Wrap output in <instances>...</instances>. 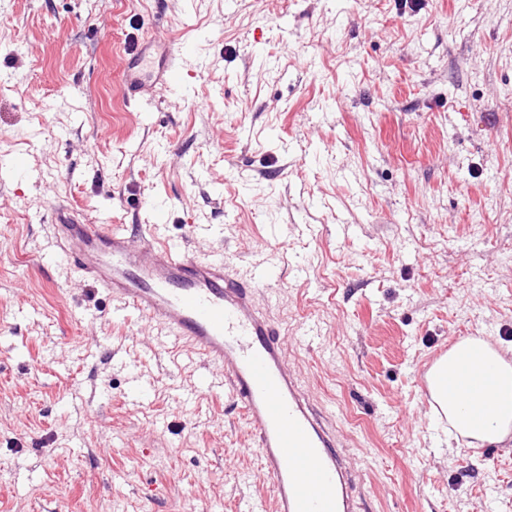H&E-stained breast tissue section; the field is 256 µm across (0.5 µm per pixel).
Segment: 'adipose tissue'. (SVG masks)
I'll list each match as a JSON object with an SVG mask.
<instances>
[{"label": "adipose tissue", "mask_w": 512, "mask_h": 512, "mask_svg": "<svg viewBox=\"0 0 512 512\" xmlns=\"http://www.w3.org/2000/svg\"><path fill=\"white\" fill-rule=\"evenodd\" d=\"M459 374L484 380V388L461 387L457 398H449L448 382ZM428 382L449 437L469 438L475 448L512 446V359L506 351L479 338L460 339L433 365Z\"/></svg>", "instance_id": "ef3b65f1"}]
</instances>
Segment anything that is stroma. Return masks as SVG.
Wrapping results in <instances>:
<instances>
[{"label":"stroma","mask_w":512,"mask_h":512,"mask_svg":"<svg viewBox=\"0 0 512 512\" xmlns=\"http://www.w3.org/2000/svg\"><path fill=\"white\" fill-rule=\"evenodd\" d=\"M181 92L120 87L145 40ZM0 512H240L241 408L100 287L39 265L53 212L207 258L286 256L259 305L333 412L362 512H512V452L447 440L416 380L512 345V0H0ZM200 224L218 233L199 237ZM318 324L317 336L301 326ZM147 391L128 396L131 376Z\"/></svg>","instance_id":"1"}]
</instances>
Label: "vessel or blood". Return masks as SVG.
I'll return each instance as SVG.
<instances>
[{"label":"vessel or blood","mask_w":512,"mask_h":512,"mask_svg":"<svg viewBox=\"0 0 512 512\" xmlns=\"http://www.w3.org/2000/svg\"><path fill=\"white\" fill-rule=\"evenodd\" d=\"M127 96L175 91L182 76L172 51L156 61L136 57L121 71ZM160 214L138 238L118 224L57 219L55 249L37 263L63 262L100 284L119 319L137 317L157 337L183 347L182 363L204 361L214 372L200 382L228 388L244 410L272 512H359L356 478L327 412L289 368L278 326L257 305L275 263L253 259L234 268L226 257L193 259L180 242L154 236Z\"/></svg>","instance_id":"1"}]
</instances>
